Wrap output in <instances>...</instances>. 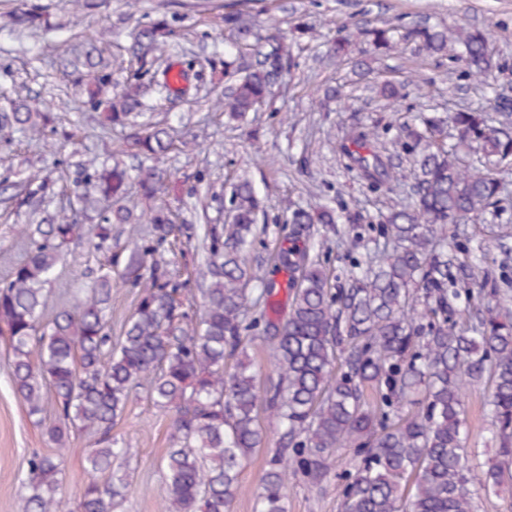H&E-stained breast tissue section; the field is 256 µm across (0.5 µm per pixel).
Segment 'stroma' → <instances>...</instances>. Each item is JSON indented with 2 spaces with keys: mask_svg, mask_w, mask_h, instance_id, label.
Here are the masks:
<instances>
[{
  "mask_svg": "<svg viewBox=\"0 0 512 512\" xmlns=\"http://www.w3.org/2000/svg\"><path fill=\"white\" fill-rule=\"evenodd\" d=\"M85 10L64 0H0V109L14 96L34 97L47 104L55 122L38 140L0 129V281L11 267L25 258L30 242L24 232L33 215L19 205L15 194L25 177L47 180L49 189L42 206L55 212L69 206L70 190L82 177L90 159L119 158L129 169L139 161L128 147V130L102 129L98 114L74 99L69 86L76 65L99 31L112 33V84L122 87L136 66L134 33L138 26L167 18L173 26L188 31V51L200 61L222 58L228 34L219 26L225 11H249L255 20L256 38L240 59L242 66L255 64L272 26L290 29L301 21L311 30L291 51L296 61L286 80L275 88L271 107L257 112L246 126L226 123L213 104L224 100V78L215 76L207 102L192 96H172L159 101L154 117L168 121L186 138L196 140L195 149L163 158L166 191L163 200L176 223L200 226L220 224L224 209L219 197L239 173H247L265 213L260 220L265 232L251 255L259 274L273 270L271 256L288 233V219L296 208L313 210L329 206L354 217V225L340 224L328 232L323 258L335 273H348L343 255L354 232L382 223L391 210L411 202V177L392 188L368 189L343 154L347 137L380 125V141L393 161L405 160L404 137L399 126L418 112L446 115L460 109L486 111L499 117L502 103H512V0H96ZM44 6L52 30L33 34L13 27L8 15L31 4ZM394 24L407 29L418 24L448 30V56L430 57L402 44L390 51L367 50L352 41L341 56L329 48L343 25L358 22ZM481 29L488 33L501 67L490 84L466 75L456 60L457 38L463 32ZM372 68L367 78L353 71L357 59ZM390 79L401 83L405 98L387 104L374 85ZM341 87V101L325 102L324 91ZM308 165H301V157ZM505 191L493 223L483 218L448 225L447 235L487 245L481 271L490 273L499 288L512 289V162L502 164ZM209 188L206 197L191 193L197 182ZM76 236L63 251L65 262L47 287V306L56 308L75 288L98 273L107 254H121L132 238L149 236L147 224H116L112 227L110 253H92L96 219L78 217ZM175 412L154 407L146 388L133 390L125 412L112 430L120 445L136 454L123 466L127 482L124 501L117 512H159L160 461L170 446ZM94 440L71 434L66 445L63 493L76 498L88 478L86 457ZM279 446L277 434H269L264 449L244 465L239 481L244 491L232 504V512H253L251 488L256 487ZM55 447L45 426L36 424L11 386L7 346L0 340V512H17L28 492V460ZM352 450L336 455L335 465L318 485L303 478L289 482L288 512H339L336 494L338 474L354 471Z\"/></svg>",
  "mask_w": 512,
  "mask_h": 512,
  "instance_id": "obj_1",
  "label": "stroma"
}]
</instances>
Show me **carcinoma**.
<instances>
[{
	"instance_id": "1",
	"label": "carcinoma",
	"mask_w": 512,
	"mask_h": 512,
	"mask_svg": "<svg viewBox=\"0 0 512 512\" xmlns=\"http://www.w3.org/2000/svg\"><path fill=\"white\" fill-rule=\"evenodd\" d=\"M36 31L47 23L34 5L12 17ZM237 42L252 35L239 11L224 14ZM376 49L391 46L395 28L356 27ZM177 33L157 20L138 30L137 68L119 91L112 90V64L87 56L75 91L112 125L132 126L130 147L149 161L136 175L122 163L89 167L73 193L80 209L122 199L131 184L145 196L162 188L152 165L175 147L159 124H139L147 99L171 95V56ZM406 39L430 56L448 53V30L428 25L406 31ZM252 69L236 65L237 46L224 52L229 82L224 114L243 121L290 73L294 61L280 38ZM469 73L489 78L499 67L482 31L463 37ZM493 125L480 113L460 110L449 120L456 134L448 142L443 121L418 117L423 129L405 125V152L413 178V203L376 226L385 239L354 260L351 277L332 282L322 255L302 241L309 225L337 224L342 215L322 208L292 212L290 246L280 249L276 270L285 285L258 275L249 251L262 213L252 182L231 185L227 204L233 222L203 228L204 271L198 293L188 284L141 270L156 253L132 242L129 253L110 257L99 274L76 289L50 320L45 287L63 262L62 245L76 234L68 217L47 216L27 229L28 259L0 283V333L8 336L15 393L38 417L52 409L58 423L47 427L60 450L29 461L34 475L19 512H116L126 482L115 475L133 455L112 440L132 391L148 383L153 405L177 413L172 446L161 464V512H230L242 492L243 464L265 442L259 410L265 408L280 448L254 489L255 512H288L285 489L302 477L319 484L334 467L336 453L351 448L360 457L355 471L338 476L340 512H478L480 496L512 491V309L501 304V289L488 281L457 288L452 268L461 249L446 244V224L469 216L495 215L501 193L497 169L512 148V114ZM50 121L38 107L17 104L0 114V124L36 135ZM480 154L481 167L460 157ZM359 177L371 188L397 179L381 150L379 134L359 131L343 145ZM94 249L112 237V225L126 224L130 212L100 213ZM155 242L173 232L167 211L149 217ZM141 288L123 335L112 341V269ZM284 288L288 312L275 300ZM261 308L262 339L274 349L277 382L262 390L248 353L249 314ZM488 389L487 417L494 455L473 465L465 443L467 388ZM75 428L97 436L88 455L91 478L80 496L62 495L61 448Z\"/></svg>"
}]
</instances>
